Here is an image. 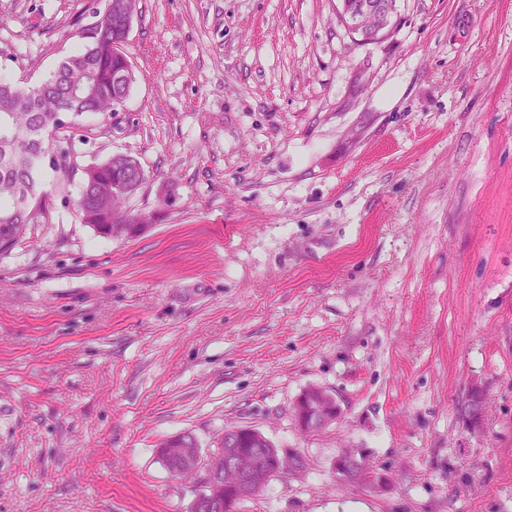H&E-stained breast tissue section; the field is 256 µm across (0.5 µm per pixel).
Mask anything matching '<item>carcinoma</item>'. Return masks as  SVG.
<instances>
[{"label": "carcinoma", "mask_w": 512, "mask_h": 512, "mask_svg": "<svg viewBox=\"0 0 512 512\" xmlns=\"http://www.w3.org/2000/svg\"><path fill=\"white\" fill-rule=\"evenodd\" d=\"M85 48L65 58L44 81L28 88L0 79V254L13 251L27 227L40 224L54 208V194L74 201L84 224L110 225L109 237H125L126 225L115 219L126 193L114 189L127 179L128 159L110 156L82 168L76 199L70 186L75 169L71 135L58 132L51 140L43 133L56 124L59 111L71 113V128L87 114L103 115L128 97L133 66L123 51L122 33L110 9L96 13ZM55 176V190L47 189L44 173ZM25 190L31 206L20 210L15 194Z\"/></svg>", "instance_id": "1"}]
</instances>
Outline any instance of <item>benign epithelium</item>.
I'll list each match as a JSON object with an SVG mask.
<instances>
[{"instance_id": "obj_1", "label": "benign epithelium", "mask_w": 512, "mask_h": 512, "mask_svg": "<svg viewBox=\"0 0 512 512\" xmlns=\"http://www.w3.org/2000/svg\"><path fill=\"white\" fill-rule=\"evenodd\" d=\"M340 17L350 23V30L363 42H375L390 28L396 0L373 6L369 14L373 24L361 25L357 14L341 0ZM340 415L336 397L316 386L305 389L294 405V418L300 427L308 424L329 425ZM249 439L251 448L240 447ZM159 461L171 473L189 469L197 474L203 490L191 501L188 512H223L230 500L241 503L262 490L269 481L298 470L305 458L295 448H278L252 427H239L237 433L224 437V447L204 455L179 435L170 437L169 446L159 449Z\"/></svg>"}]
</instances>
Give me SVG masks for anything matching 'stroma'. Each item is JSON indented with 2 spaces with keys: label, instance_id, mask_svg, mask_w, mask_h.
I'll use <instances>...</instances> for the list:
<instances>
[{
  "label": "stroma",
  "instance_id": "stroma-1",
  "mask_svg": "<svg viewBox=\"0 0 512 512\" xmlns=\"http://www.w3.org/2000/svg\"><path fill=\"white\" fill-rule=\"evenodd\" d=\"M105 6L0 0V75L39 83ZM340 7L139 0L130 94L73 142L137 157L155 218L107 239L59 203L0 255V512H187L155 445L230 425L307 461L240 512H512V0H397L373 43ZM311 385L341 414L306 436Z\"/></svg>",
  "mask_w": 512,
  "mask_h": 512
}]
</instances>
